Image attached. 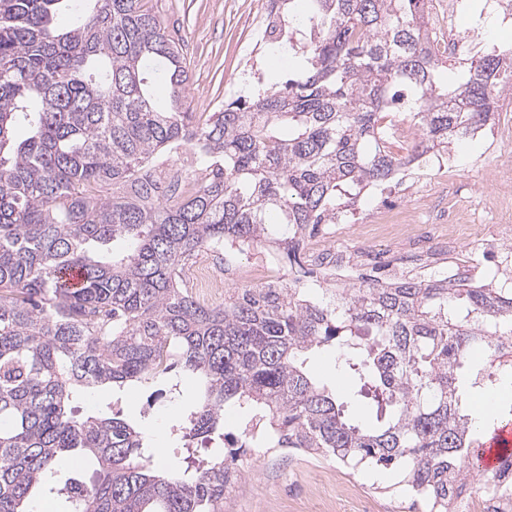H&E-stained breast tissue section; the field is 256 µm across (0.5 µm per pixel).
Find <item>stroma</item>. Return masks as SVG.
Listing matches in <instances>:
<instances>
[{"label": "stroma", "mask_w": 512, "mask_h": 512, "mask_svg": "<svg viewBox=\"0 0 512 512\" xmlns=\"http://www.w3.org/2000/svg\"><path fill=\"white\" fill-rule=\"evenodd\" d=\"M484 0H472L482 13L478 22L461 18L462 34L481 37L485 48L512 45V26L483 11ZM169 34L184 43L189 69L186 101L192 111L212 112L224 101L254 91L258 82L284 81L286 71L272 69L275 57L291 56L284 43L259 42L264 0H156ZM452 171L426 161L418 181L392 179L370 187L359 205L341 223L328 225L315 243L343 244L354 263L380 277H419L429 272L457 271L469 279L512 289V267L502 268L500 250L512 248V236L501 237L505 206L512 189L496 177L512 169V147L482 137L450 144ZM225 265L232 271L257 273L275 266L289 279L287 260L273 258L260 245L225 247ZM175 399H152L139 387L96 389L76 397L80 413L116 409L135 421L171 463L181 455L180 442L169 433L184 415L200 385L184 380ZM238 466L244 477L224 502V512H412L397 473L353 469L331 457H317L286 448H250Z\"/></svg>", "instance_id": "1"}]
</instances>
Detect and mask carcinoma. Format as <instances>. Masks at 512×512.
<instances>
[{
	"label": "carcinoma",
	"mask_w": 512,
	"mask_h": 512,
	"mask_svg": "<svg viewBox=\"0 0 512 512\" xmlns=\"http://www.w3.org/2000/svg\"><path fill=\"white\" fill-rule=\"evenodd\" d=\"M0 0V512H224L243 478L239 448H295L357 467H400L430 512L469 483L480 425L466 400L469 358L512 378V295L468 278L369 279L307 297L300 242L336 224L364 190L402 169L384 125L405 103L411 151H447L512 90V49L484 54L448 84L431 49L427 0H269L266 32L299 72L199 116L184 103L183 48L146 0ZM166 87L167 107L156 88ZM30 130L19 143L17 125ZM194 148L199 187L178 196L153 168ZM112 187V195L101 189ZM275 248L287 283L201 304L177 272L198 252ZM77 266L81 287H62ZM179 362L171 363V347ZM334 348L353 380L340 400L303 355ZM204 388L171 434L194 467H158L156 448L117 412L80 418L71 402L104 385ZM356 406L365 426L345 414ZM249 418L222 441L224 410ZM93 461L89 482L56 480L59 455Z\"/></svg>",
	"instance_id": "1"
}]
</instances>
